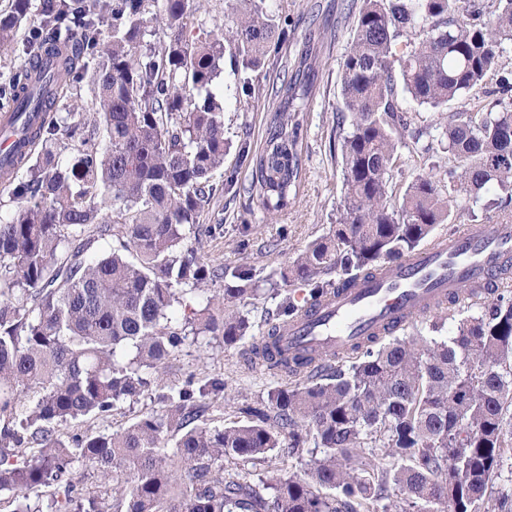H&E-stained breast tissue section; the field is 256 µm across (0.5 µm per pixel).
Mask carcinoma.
I'll use <instances>...</instances> for the list:
<instances>
[{"mask_svg": "<svg viewBox=\"0 0 512 512\" xmlns=\"http://www.w3.org/2000/svg\"><path fill=\"white\" fill-rule=\"evenodd\" d=\"M239 2L240 21L220 40L193 34L190 0H59L35 64L0 87L11 108L35 87L36 64L50 63L41 83L51 93L34 101L41 122L18 165L27 179L0 215V494L12 512H43L30 504L41 487L53 488L48 512H512V493L494 488L512 451L511 267L437 305L450 310L462 293L480 305L446 340L377 337L338 366L278 349L279 329L298 312L434 242L436 225L462 204L495 187L499 207L512 205V0H361L341 65L348 130L336 224L281 274L310 286L303 304L283 300L242 351L285 383L228 427L203 419L224 381L155 385L187 342L219 337L232 348L252 328L237 303L255 291V272L209 264L199 242L227 152L224 96L213 91L224 55L250 94L246 74L283 31L258 0ZM30 10L31 0H12L0 47ZM158 18L164 38L151 45ZM408 33L418 42L398 56ZM83 80L81 111H57ZM401 94L439 110L459 105L445 131L453 165L408 183L396 205L389 186L408 125ZM298 100L287 89L255 160L268 211L288 208L300 174ZM100 239L110 242L102 256ZM228 279L234 285L205 307L188 301ZM149 394L161 411L121 430L58 432ZM285 446L305 461L303 475L274 474L259 487L224 473L226 459L256 465ZM76 465L104 485L84 493L71 478Z\"/></svg>", "mask_w": 512, "mask_h": 512, "instance_id": "cac0c4a2", "label": "carcinoma"}]
</instances>
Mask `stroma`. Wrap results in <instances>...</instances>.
Masks as SVG:
<instances>
[{
	"instance_id": "stroma-1",
	"label": "stroma",
	"mask_w": 512,
	"mask_h": 512,
	"mask_svg": "<svg viewBox=\"0 0 512 512\" xmlns=\"http://www.w3.org/2000/svg\"><path fill=\"white\" fill-rule=\"evenodd\" d=\"M264 11L288 22L286 34L272 47L265 65L253 73L258 90L242 93L230 70H223L215 90L224 96V135L232 146L224 168L216 173L224 190L216 196L215 208L223 222L214 236L204 238L202 247L208 261L227 266L250 265L256 270V296L238 309L253 325H261L274 311L279 298L302 301L307 286L297 282L279 283V298L270 295L268 278L285 269L308 242L328 234L336 222L344 196L340 130V63L351 49L356 10L352 0H264ZM45 0H32L27 25L18 31L11 48L0 53V84L12 70L30 59L35 44L31 30L41 28ZM311 76L301 123L298 150L301 172L295 195L281 213L265 210L253 175L252 155L264 145L267 130L282 102V89L294 81L298 70ZM411 131L398 147L399 161L392 185L402 195L414 178L436 173L448 165L447 140L443 134L444 114L428 106L409 104ZM247 145L249 157H239L240 145ZM207 381H224L221 407L206 417L216 426L241 421L242 405L266 398L269 389L280 385L279 376L253 370L239 349L225 348L222 340L185 346L171 367L164 369L162 383H183L188 374ZM153 399L114 411L106 419L90 418L65 426L64 434L116 431L128 426L143 412L155 410Z\"/></svg>"
}]
</instances>
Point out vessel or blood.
Masks as SVG:
<instances>
[{"mask_svg":"<svg viewBox=\"0 0 512 512\" xmlns=\"http://www.w3.org/2000/svg\"><path fill=\"white\" fill-rule=\"evenodd\" d=\"M512 262V225H466L454 235L393 265L356 288L326 296L280 330L289 355L342 356L358 340L388 334L429 313L462 282H485Z\"/></svg>","mask_w":512,"mask_h":512,"instance_id":"b4317fda","label":"vessel or blood"}]
</instances>
